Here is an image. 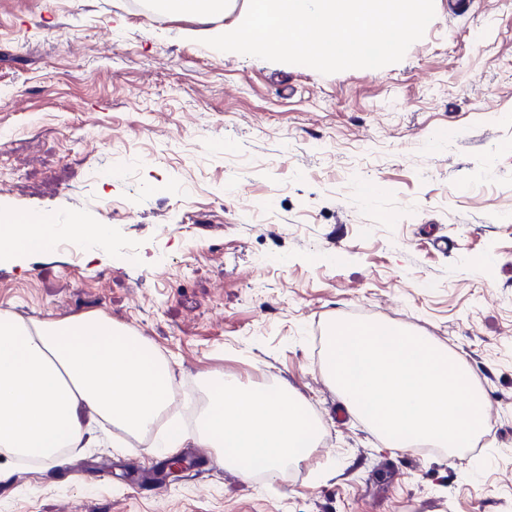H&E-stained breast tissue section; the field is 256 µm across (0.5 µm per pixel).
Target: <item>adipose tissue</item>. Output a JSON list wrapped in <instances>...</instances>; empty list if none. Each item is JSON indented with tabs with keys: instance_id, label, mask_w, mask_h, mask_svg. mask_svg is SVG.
<instances>
[{
	"instance_id": "1",
	"label": "adipose tissue",
	"mask_w": 512,
	"mask_h": 512,
	"mask_svg": "<svg viewBox=\"0 0 512 512\" xmlns=\"http://www.w3.org/2000/svg\"><path fill=\"white\" fill-rule=\"evenodd\" d=\"M68 235L102 247L106 226L72 215L64 224L31 215L0 225V264L48 251ZM174 379L169 362L140 334L103 314L26 322L0 311V456L52 458L64 448L102 442L99 425L147 438L168 407ZM209 401L197 430H179L151 444L172 451L186 443L214 449L219 462L249 475L261 463L268 476L299 464L319 439L305 405L287 383L264 390L221 371L207 374Z\"/></svg>"
}]
</instances>
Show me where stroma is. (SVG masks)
Segmentation results:
<instances>
[{"mask_svg":"<svg viewBox=\"0 0 512 512\" xmlns=\"http://www.w3.org/2000/svg\"><path fill=\"white\" fill-rule=\"evenodd\" d=\"M134 0H0V219L83 214L86 243L0 266V310L100 312L204 377L288 381L320 443L276 477L110 444L12 461L0 512H512V0H434L398 63L329 75L204 43ZM135 258H127V246ZM374 319L463 357L477 447L390 448L321 370L326 329ZM96 466L99 476L87 475Z\"/></svg>","mask_w":512,"mask_h":512,"instance_id":"stroma-1","label":"stroma"}]
</instances>
